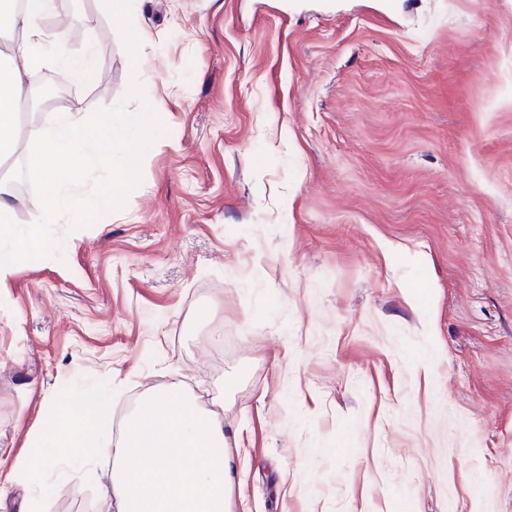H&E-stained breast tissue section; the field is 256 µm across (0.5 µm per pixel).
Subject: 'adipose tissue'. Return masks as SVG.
Returning a JSON list of instances; mask_svg holds the SVG:
<instances>
[{"mask_svg": "<svg viewBox=\"0 0 512 512\" xmlns=\"http://www.w3.org/2000/svg\"><path fill=\"white\" fill-rule=\"evenodd\" d=\"M53 9L54 0H26L20 10L15 0H0V22L6 23L13 41L10 55L0 62V157L14 151L25 82L33 71L63 65L80 80L93 72L91 53L65 55L59 40L45 32L42 22Z\"/></svg>", "mask_w": 512, "mask_h": 512, "instance_id": "adipose-tissue-1", "label": "adipose tissue"}]
</instances>
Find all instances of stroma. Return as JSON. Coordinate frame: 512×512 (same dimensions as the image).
<instances>
[{
  "mask_svg": "<svg viewBox=\"0 0 512 512\" xmlns=\"http://www.w3.org/2000/svg\"><path fill=\"white\" fill-rule=\"evenodd\" d=\"M104 0L49 32L84 112L166 132L124 207L0 276V512H111L127 418L224 421L228 512H512V0ZM138 76L143 99L127 98ZM427 282V292L413 286ZM107 427L38 480L56 403ZM83 426L86 432L103 427L109 420L108 403L102 397L79 401Z\"/></svg>",
  "mask_w": 512,
  "mask_h": 512,
  "instance_id": "obj_1",
  "label": "stroma"
}]
</instances>
